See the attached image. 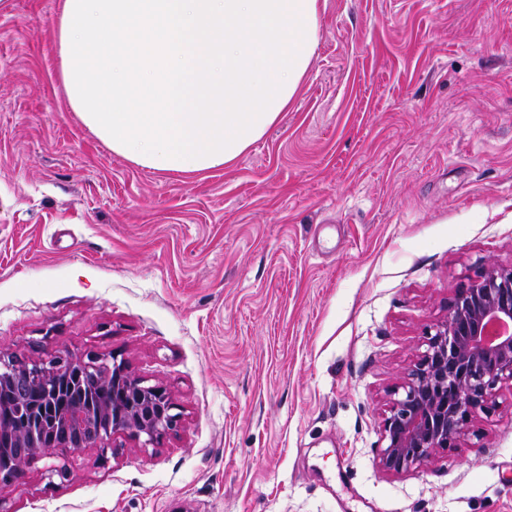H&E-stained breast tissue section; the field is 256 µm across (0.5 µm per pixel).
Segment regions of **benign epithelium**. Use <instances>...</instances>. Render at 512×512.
I'll list each match as a JSON object with an SVG mask.
<instances>
[{
    "label": "benign epithelium",
    "mask_w": 512,
    "mask_h": 512,
    "mask_svg": "<svg viewBox=\"0 0 512 512\" xmlns=\"http://www.w3.org/2000/svg\"><path fill=\"white\" fill-rule=\"evenodd\" d=\"M426 335L383 419L378 464L388 473L468 444L481 436L480 415L497 411V386L512 384V267L479 271ZM180 423L170 392L145 384L115 356L0 359V488L25 483L36 457L56 460L50 472L64 480L77 452H105L118 434L154 448Z\"/></svg>",
    "instance_id": "benign-epithelium-1"
}]
</instances>
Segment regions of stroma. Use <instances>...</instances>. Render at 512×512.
Returning <instances> with one entry per match:
<instances>
[{"label": "stroma", "mask_w": 512, "mask_h": 512, "mask_svg": "<svg viewBox=\"0 0 512 512\" xmlns=\"http://www.w3.org/2000/svg\"><path fill=\"white\" fill-rule=\"evenodd\" d=\"M63 0H0V353L94 351L171 393L11 512H512V386L476 446L400 474L383 417L475 270L512 266V0H322L286 111L158 172L72 109Z\"/></svg>", "instance_id": "1"}]
</instances>
